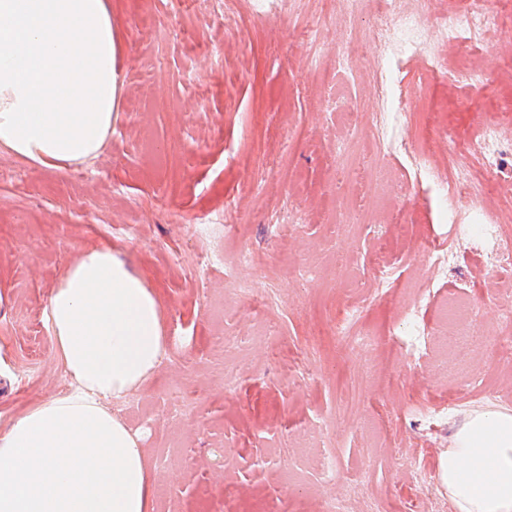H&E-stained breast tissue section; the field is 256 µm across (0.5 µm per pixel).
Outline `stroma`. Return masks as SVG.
I'll return each instance as SVG.
<instances>
[{"instance_id":"35a3bbf8","label":"stroma","mask_w":512,"mask_h":512,"mask_svg":"<svg viewBox=\"0 0 512 512\" xmlns=\"http://www.w3.org/2000/svg\"><path fill=\"white\" fill-rule=\"evenodd\" d=\"M386 2L352 19L344 0H110L124 87L106 146L64 170L0 152L13 173L0 182V428L67 392L44 308L103 245L156 290L169 331L137 409L111 406L144 435L153 512H325L339 497L352 512H453L440 482L422 490L397 460L439 472L468 411L512 409V263L478 231L512 235V153L469 161L484 196L446 189L483 126L512 144V0L476 46L439 31L467 0H425L406 55L373 33ZM350 36L358 64L341 71ZM437 60L484 82L435 74ZM417 88L425 110L400 111ZM375 132L385 153L369 151ZM273 199L295 223H272ZM458 224L474 229L465 252L434 269L427 248ZM462 292L481 341L467 380L436 374L431 353L441 304ZM463 385L471 395L449 401Z\"/></svg>"}]
</instances>
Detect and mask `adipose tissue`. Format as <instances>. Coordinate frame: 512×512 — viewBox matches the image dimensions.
Wrapping results in <instances>:
<instances>
[{
	"label": "adipose tissue",
	"instance_id": "1",
	"mask_svg": "<svg viewBox=\"0 0 512 512\" xmlns=\"http://www.w3.org/2000/svg\"><path fill=\"white\" fill-rule=\"evenodd\" d=\"M119 53L108 0H0V150L53 169L96 157L119 119ZM45 320L71 389L0 432V512H152L143 435L108 404L167 352L154 290L119 253L88 248ZM441 470L455 512H512V410L473 411Z\"/></svg>",
	"mask_w": 512,
	"mask_h": 512
}]
</instances>
